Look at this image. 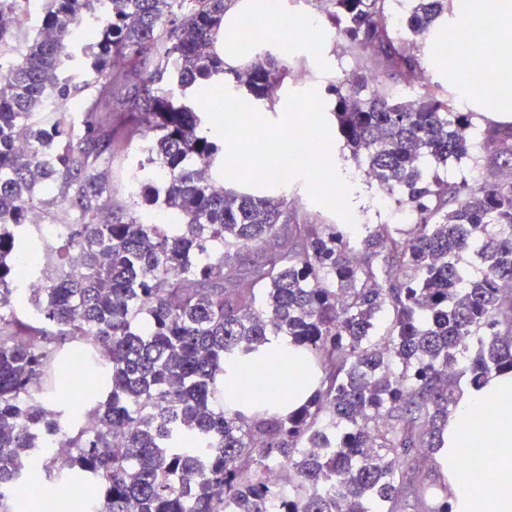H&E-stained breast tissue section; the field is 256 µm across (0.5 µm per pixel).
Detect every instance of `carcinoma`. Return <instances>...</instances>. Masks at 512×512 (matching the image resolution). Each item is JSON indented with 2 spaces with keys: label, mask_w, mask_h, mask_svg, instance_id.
I'll list each match as a JSON object with an SVG mask.
<instances>
[{
  "label": "carcinoma",
  "mask_w": 512,
  "mask_h": 512,
  "mask_svg": "<svg viewBox=\"0 0 512 512\" xmlns=\"http://www.w3.org/2000/svg\"><path fill=\"white\" fill-rule=\"evenodd\" d=\"M320 2L359 67L337 127L407 224H299L282 197L214 189L224 142L195 95L222 85L272 104L289 77L267 52L224 67V0H44L33 36L0 0V512L75 486L95 512H451L420 462L464 387L512 372V178L424 176L469 155L476 113L394 91L425 71L414 38L454 0H412L400 30L390 0ZM89 20L101 39L74 67ZM76 96L77 136L63 118ZM128 116L151 168L130 196L169 224L112 202L102 167ZM484 139L512 156V122ZM34 206L67 223L26 289L14 264ZM280 336L316 385L286 415L267 353ZM252 367L267 374L246 408L220 406Z\"/></svg>",
  "instance_id": "carcinoma-1"
}]
</instances>
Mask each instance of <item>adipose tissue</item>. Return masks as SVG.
Masks as SVG:
<instances>
[{"instance_id": "1", "label": "adipose tissue", "mask_w": 512, "mask_h": 512, "mask_svg": "<svg viewBox=\"0 0 512 512\" xmlns=\"http://www.w3.org/2000/svg\"><path fill=\"white\" fill-rule=\"evenodd\" d=\"M493 21L491 56L512 68V0H466V16ZM436 465L453 512H512V373L471 386L448 417Z\"/></svg>"}]
</instances>
